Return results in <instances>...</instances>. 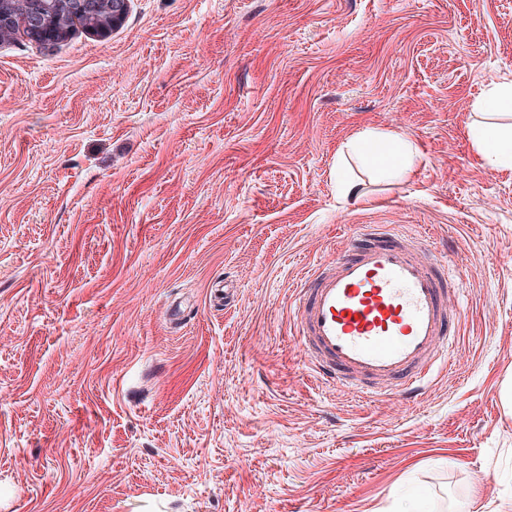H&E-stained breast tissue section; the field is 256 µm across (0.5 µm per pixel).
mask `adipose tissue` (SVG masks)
Instances as JSON below:
<instances>
[{"mask_svg":"<svg viewBox=\"0 0 512 512\" xmlns=\"http://www.w3.org/2000/svg\"><path fill=\"white\" fill-rule=\"evenodd\" d=\"M350 155L356 156L363 168L389 178L406 176L412 165V149L408 141L374 129L363 130L336 157V190L345 197L357 195L360 191L345 167V160Z\"/></svg>","mask_w":512,"mask_h":512,"instance_id":"ef3b65f1","label":"adipose tissue"}]
</instances>
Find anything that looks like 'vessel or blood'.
I'll use <instances>...</instances> for the list:
<instances>
[{
    "label": "vessel or blood",
    "mask_w": 512,
    "mask_h": 512,
    "mask_svg": "<svg viewBox=\"0 0 512 512\" xmlns=\"http://www.w3.org/2000/svg\"><path fill=\"white\" fill-rule=\"evenodd\" d=\"M295 322L316 373L365 398L415 395L455 342L447 260L421 261L393 225H356L308 270Z\"/></svg>",
    "instance_id": "1"
}]
</instances>
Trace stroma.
Listing matches in <instances>:
<instances>
[{
	"label": "stroma",
	"instance_id": "stroma-1",
	"mask_svg": "<svg viewBox=\"0 0 512 512\" xmlns=\"http://www.w3.org/2000/svg\"><path fill=\"white\" fill-rule=\"evenodd\" d=\"M512 0H130L0 43V512H498L512 499V169L475 127ZM409 174L336 192L359 131ZM393 224L462 274L453 366L359 398L293 330L306 271ZM232 302H225V288ZM353 154L360 165L388 178L404 177L411 169L412 149L398 135L366 129L351 139L336 157V191L344 197L358 195L360 188L348 174L346 156Z\"/></svg>",
	"mask_w": 512,
	"mask_h": 512
}]
</instances>
